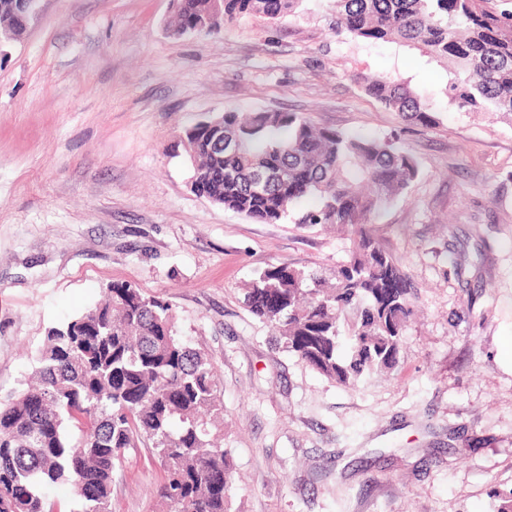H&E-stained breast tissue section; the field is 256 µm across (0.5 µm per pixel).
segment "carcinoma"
Instances as JSON below:
<instances>
[{
    "label": "carcinoma",
    "instance_id": "1",
    "mask_svg": "<svg viewBox=\"0 0 512 512\" xmlns=\"http://www.w3.org/2000/svg\"><path fill=\"white\" fill-rule=\"evenodd\" d=\"M302 2L224 0V24L290 16ZM16 3L0 0V27L15 41L25 31ZM210 9V0H177L174 33ZM329 28L445 61L449 106L512 124V0H335ZM363 89L404 121L436 123L406 80L365 78ZM191 129V176L211 203L266 222L348 230V258L327 274L286 263L260 272L246 288L250 313L340 384L395 368L414 309L369 221L417 177L413 156L392 137L317 127L298 112L231 110ZM223 135L239 148L217 147ZM306 197L318 204L301 208ZM221 415L211 358L179 336L169 305L112 283L104 302L48 330L31 380L0 400V512H112L113 471L142 438L160 467L153 495L165 512H228ZM47 485L67 488V500L49 502Z\"/></svg>",
    "mask_w": 512,
    "mask_h": 512
}]
</instances>
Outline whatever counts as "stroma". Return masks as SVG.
I'll use <instances>...</instances> for the list:
<instances>
[{"label": "stroma", "mask_w": 512, "mask_h": 512, "mask_svg": "<svg viewBox=\"0 0 512 512\" xmlns=\"http://www.w3.org/2000/svg\"><path fill=\"white\" fill-rule=\"evenodd\" d=\"M172 0H40L0 45V396L48 329L128 283L170 305L220 378L229 512H498L512 502V124L449 108L446 65L332 33L328 0L173 35ZM408 80L436 125L403 121L364 77ZM298 112L394 136L419 174L375 211L412 288L390 373L345 387L243 303L263 269L335 266L345 233L247 218L190 188L180 137L209 115ZM149 442L113 475L112 512H157Z\"/></svg>", "instance_id": "1"}]
</instances>
